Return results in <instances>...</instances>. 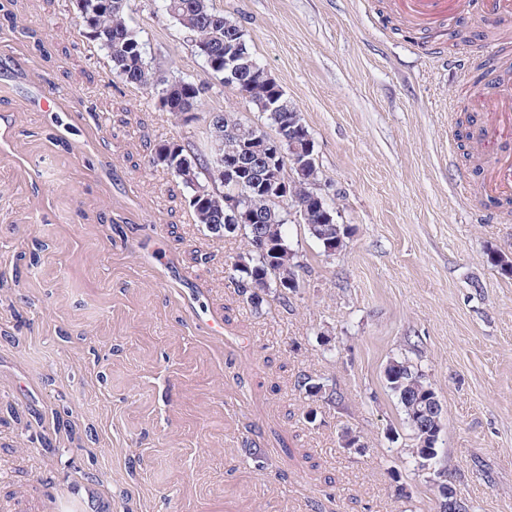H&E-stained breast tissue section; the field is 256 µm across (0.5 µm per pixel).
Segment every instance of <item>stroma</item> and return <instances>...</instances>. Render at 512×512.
<instances>
[{"instance_id":"stroma-1","label":"stroma","mask_w":512,"mask_h":512,"mask_svg":"<svg viewBox=\"0 0 512 512\" xmlns=\"http://www.w3.org/2000/svg\"><path fill=\"white\" fill-rule=\"evenodd\" d=\"M388 2L213 0L311 132L350 229L329 256L289 217L306 270L256 307L231 278L243 238L194 223L147 163L164 140L210 155L206 122L114 83L75 0H18L0 24V121L25 160H0V512H441L443 479L465 512H512V279L491 261L512 257V222L460 201L471 145L448 133L500 27L399 29ZM128 23L154 69L203 78L160 0H131ZM37 39L81 113L38 106L16 56ZM403 359L443 407L427 469L384 377Z\"/></svg>"}]
</instances>
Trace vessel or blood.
Returning a JSON list of instances; mask_svg holds the SVG:
<instances>
[{"instance_id": "1", "label": "vessel or blood", "mask_w": 512, "mask_h": 512, "mask_svg": "<svg viewBox=\"0 0 512 512\" xmlns=\"http://www.w3.org/2000/svg\"><path fill=\"white\" fill-rule=\"evenodd\" d=\"M402 25L432 29L456 17L473 16V0H390ZM483 120L473 141L476 156L488 159L480 191L494 199H512V83L503 81L497 64H490L483 91L475 99Z\"/></svg>"}]
</instances>
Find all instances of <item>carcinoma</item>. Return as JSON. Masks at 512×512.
Here are the masks:
<instances>
[{"label":"carcinoma","instance_id":"obj_1","mask_svg":"<svg viewBox=\"0 0 512 512\" xmlns=\"http://www.w3.org/2000/svg\"><path fill=\"white\" fill-rule=\"evenodd\" d=\"M167 12L176 21L195 35L199 45L195 51L205 48V51L216 58H224V50L231 43L237 46V64L239 76L234 81L233 88L246 93V105L266 115L267 125L274 127L276 118L266 110L267 103L272 97L279 98L282 113H293L295 108L285 97L272 78L254 58L249 50L244 33L233 26V21L216 11L211 0H162ZM130 0H120L112 5L109 0H77L78 19L80 25H85V17L93 18L88 31L93 33L91 40L98 48L105 51L112 63V77L124 86H130L145 92L153 91L161 86L156 72L146 58L144 47L138 40L134 30L129 26L127 14ZM191 107L207 120L202 111L200 98H175L168 112L174 119H179L180 111ZM213 179L221 190L213 194L212 198L198 200L191 205V212L196 223L203 225L210 233L223 236L224 231V205L221 197L224 193L237 192L244 197V202L252 206L259 202L258 194L250 180L239 177L219 175L211 170L207 157L199 156L196 164L192 165V177L189 180L176 177L178 183L190 193H195V183H202ZM320 179L319 165H314L294 180L296 195L300 200L308 203L307 215L303 223L313 226V230L321 234H338L348 237L344 229L334 224L325 223L324 212L310 203L305 193L311 191L314 181ZM272 216L261 225L265 237L267 250L258 253L247 251L250 255V268L243 269L233 265L238 292L250 297L256 292H263L272 287L274 278L280 279L300 276L303 265L298 260L296 252L291 248L285 232V224L281 223V205L272 203ZM385 379L389 389L397 396L406 422L416 441L413 453L417 459H422L428 452L437 448L442 426L430 421L426 424H417L413 420L414 408L423 409L432 405L436 393L432 385L422 373L408 360L393 361L385 369Z\"/></svg>","mask_w":512,"mask_h":512}]
</instances>
